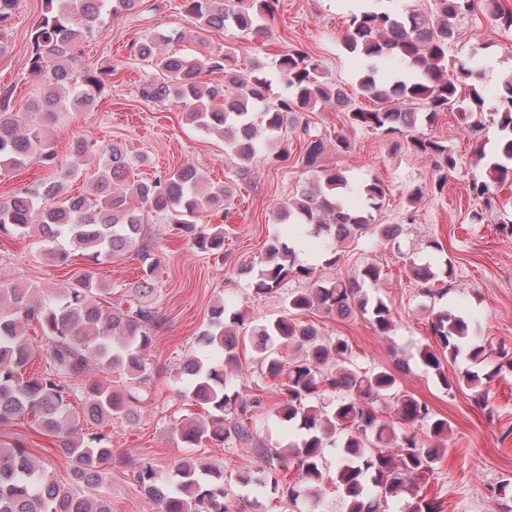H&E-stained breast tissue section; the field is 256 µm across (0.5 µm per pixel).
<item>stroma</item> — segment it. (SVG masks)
Segmentation results:
<instances>
[{"mask_svg":"<svg viewBox=\"0 0 512 512\" xmlns=\"http://www.w3.org/2000/svg\"><path fill=\"white\" fill-rule=\"evenodd\" d=\"M182 0H143L139 10L107 16L103 35L80 42L68 66L73 74L88 68H112L113 74L90 108L74 105L79 84L70 85L64 98L68 110L63 120L49 127L48 139L63 167H77L67 183L68 194L88 191V177L97 167L98 149L108 142L120 144L132 159V180H149L183 165L194 166L205 183L229 186L231 194L221 211L203 210L199 223L224 229V248L203 252L172 231L164 216L150 214L147 235L154 291L145 301L153 307L165 328L154 338L149 363L154 375L152 395L137 409V422L113 420V459L105 487H89L93 496H104L111 512H158L134 479L142 462L153 463L162 482L175 483V465L190 457L224 474V487L234 512H346L343 494L331 479L336 453L327 451L321 470L325 476L319 499L311 503H288L274 491L259 460L243 448H227L217 442L188 447L173 435L175 426L207 418L208 411L190 397L193 377L182 370L186 356L205 362H222L221 351L207 347L211 310L223 305L226 317L244 316V331L286 315V298L300 288V280L284 289L259 295L254 280L244 274L248 265L264 258L273 238H292L299 227L276 223L280 206L311 186L320 170L340 171L348 179L342 191L346 205H365L364 183L377 179L387 187L383 207L376 211L380 224H398V241H376L365 237L343 246L337 264L326 262L323 238L306 234L298 253L301 263L324 277L354 275L363 266H382L385 278L376 293L394 314L391 335H379L366 314L353 311L340 316L321 308L303 314L324 338L342 337L352 346L358 364L367 369L394 370L401 389L448 419L451 431L440 455L435 477L421 493L436 499L440 512H512V498L498 500L490 489L512 481V181L497 184L489 198L475 197L473 183L485 180L489 166L497 160L505 142V131L496 121L506 102V79L512 78V32L495 22L485 9V0L455 21L456 37L448 49L445 65L449 77L461 67L480 70L477 90L481 103L461 96L434 123L419 124L414 134L444 142L456 166L444 188H436L438 174L432 158L403 145L402 134L372 130H348L344 114L333 104L297 115L296 126L274 140H261L249 164L227 153L222 136L207 133L186 118L187 105L177 99L149 103L140 99L138 87L153 80V66L135 56L132 45L157 33L170 35L163 49L188 57L231 54L235 69L249 71L259 64L270 83V96L277 99L289 90L276 63L280 54L297 48L320 66L323 79L344 89L358 104L365 98L359 82L367 73L390 82L407 78L410 68L400 58L390 57L370 66L360 54L350 52L344 38L352 13L349 0H278L273 15L264 16L263 34L235 28L204 31L181 7ZM44 11L43 0H18L0 54V90L11 91L14 111L44 90L42 79L31 75L27 59L30 32ZM475 112L480 125L470 131L459 126L461 109ZM322 137L325 148L315 167L302 162L300 141L303 126ZM347 135L350 147H336L337 135ZM83 137L89 151L75 158L69 145ZM422 189L424 196L410 202L409 195ZM49 243L31 237L0 245V276L42 288L53 299L75 269L91 271L101 287L121 292L141 276L142 260L136 252L92 262L77 257L75 266L63 267L48 255ZM430 264L436 277L430 283L416 281L410 262ZM453 310L469 321L475 341L485 346L483 361L468 353L444 363L450 379L472 372L488 378L485 402H478L468 386L446 389L432 370L420 361L421 349L433 338L431 313ZM239 370L227 374L228 386L241 394L262 393L265 407L257 417L258 437L266 445L280 447L298 433L296 425L276 417L278 390L267 376L265 361L253 347L239 350ZM0 444L23 448L46 474L57 482L72 481L70 462L55 440L35 431L30 421L0 424Z\"/></svg>","mask_w":512,"mask_h":512,"instance_id":"1","label":"stroma"}]
</instances>
